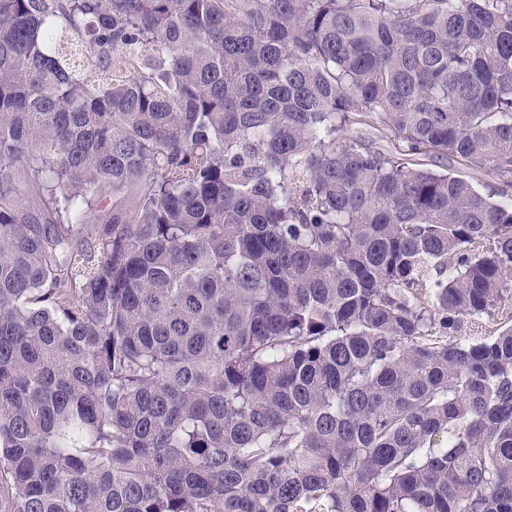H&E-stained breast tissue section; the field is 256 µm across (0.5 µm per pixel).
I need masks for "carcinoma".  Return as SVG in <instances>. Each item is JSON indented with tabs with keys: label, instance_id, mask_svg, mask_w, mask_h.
<instances>
[{
	"label": "carcinoma",
	"instance_id": "cac0c4a2",
	"mask_svg": "<svg viewBox=\"0 0 512 512\" xmlns=\"http://www.w3.org/2000/svg\"><path fill=\"white\" fill-rule=\"evenodd\" d=\"M420 156L512 187V0H0V512H512V204ZM422 163L426 164L425 166L432 168L437 171H450L458 174L470 175L474 177V181L480 184V188L484 191L488 192L490 189L496 188L499 189V196H495V200L499 201L504 205H509L512 199V187H504L499 182L495 174L486 170L480 172H473L469 170L465 165L461 164V162H446V161H438L434 159L432 161L431 158H425ZM32 181V176L30 172L24 171L20 169L15 172L13 176V185L17 191V201L19 203L20 209L25 213L31 214H42L44 211V207H50L47 198L40 197L35 195L30 190V183ZM137 195L135 186H127L117 192L112 189L94 199L92 209L88 213V222L85 224H105L112 216V209L128 210L134 203Z\"/></svg>",
	"mask_w": 512,
	"mask_h": 512
}]
</instances>
